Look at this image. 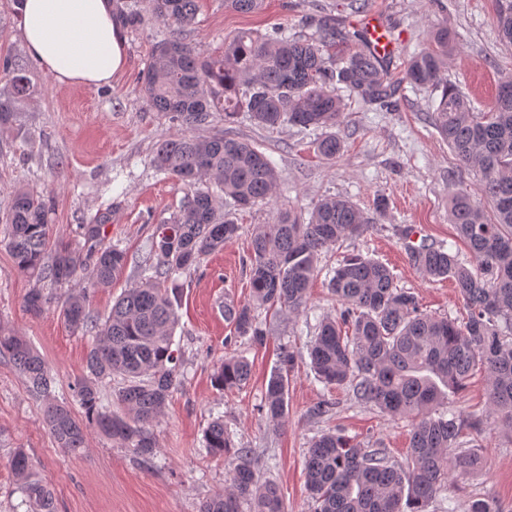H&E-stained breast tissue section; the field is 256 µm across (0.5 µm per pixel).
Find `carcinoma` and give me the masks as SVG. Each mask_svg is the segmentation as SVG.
I'll return each mask as SVG.
<instances>
[{"label": "carcinoma", "instance_id": "carcinoma-1", "mask_svg": "<svg viewBox=\"0 0 512 512\" xmlns=\"http://www.w3.org/2000/svg\"><path fill=\"white\" fill-rule=\"evenodd\" d=\"M265 0H224L231 10L252 14ZM151 10L179 28L194 23L198 0H149ZM496 23L502 42L512 46V0H498ZM351 35L326 18L306 37L288 26L265 34L241 32L224 40V53L201 57L186 42L171 38L156 46L143 73L141 91L158 112L189 126L210 122L213 113L229 120L248 112L260 126L290 125L324 129L317 154L333 161L342 151L334 129L343 123L345 104L332 86L340 84L360 101L387 102L395 85L386 60L370 48L348 51ZM448 28L432 31L426 46L408 60L401 82L414 89H441L433 123L456 159L480 175L481 199L456 192L448 217L468 247L472 264L443 245L407 246L413 266L429 280H448L463 301L462 322L423 310L417 296L396 286L391 270L361 253L343 257L328 286L343 309L326 316L309 349L310 365L322 383L350 385L356 396L390 417L409 423L407 465L336 432L313 439L307 451V487L313 512H425L448 490L454 474L478 470L483 455L478 440L463 441L466 421L441 409L447 392L465 385L475 367L489 386V416L512 434V79L499 85L492 107L477 112L456 86L443 82L448 65ZM0 76L10 95L0 96V127L14 119L15 102L30 92V80L15 59L0 58ZM153 162L158 170L190 188L178 213L167 222L173 235L158 232L153 242L160 264L154 275L126 289L103 320L88 307V288L61 305L64 323L93 333L96 343L85 359L86 375L74 384L83 412L53 397L55 378L30 342L0 330V357L25 378L30 393L44 405V422L58 447L69 454L85 448V430L97 427L108 438L148 461L157 447L151 426L171 393L181 385L180 356L172 349L178 325L179 277L196 270L204 256L224 249L239 226L223 212V199L247 209L272 199L278 174L256 146L222 135H176L162 141ZM369 220L351 201L323 197L304 220L291 210L271 224H258L251 236L250 299L227 307L224 316L240 336L263 344L265 332L255 311L275 308L297 314L306 306L308 288L323 250L361 235ZM82 247L50 243V208L45 199L17 189L5 222L6 245L17 272L34 280L25 308L41 314L50 303L47 283L62 286L89 271V288H104L119 276L127 254L99 244L100 225H80ZM295 354L285 346L279 367L268 380L262 410L282 425L288 418V373ZM118 375L115 392L131 415H112L103 389ZM251 367L230 355L213 379L220 390L240 389ZM230 447L224 419L205 430V449L222 457ZM17 477L24 512H56L55 497L24 449L9 461ZM198 512H283L278 486L260 481L252 449L240 448L227 486L200 503Z\"/></svg>", "mask_w": 512, "mask_h": 512}]
</instances>
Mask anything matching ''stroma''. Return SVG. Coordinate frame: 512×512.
Listing matches in <instances>:
<instances>
[{"label": "stroma", "instance_id": "obj_1", "mask_svg": "<svg viewBox=\"0 0 512 512\" xmlns=\"http://www.w3.org/2000/svg\"><path fill=\"white\" fill-rule=\"evenodd\" d=\"M114 4L141 17L138 24L123 28L125 69L110 84L79 89L53 81L28 55L15 5L0 0V55L21 60L31 83L13 122L0 129V216L13 190L26 188L50 200L53 238L78 243L80 225L97 223L102 244L125 249L123 273L111 287L90 295L89 309L102 319L124 289L155 262L156 230L179 210L188 193L187 186L154 167L152 158L161 141L182 133L208 136L219 131L249 141L275 163L280 186L276 200L233 211L238 237L222 252L204 257L199 270L184 278L173 337L184 380L152 427L157 449L149 462L93 428L80 454H64L43 421L42 402L30 395L14 366L0 358V512H14L20 500L9 466L17 448L28 453L50 485L57 512H197L203 499L224 489L239 448L252 449L260 479L279 486L285 512H311L305 455L316 435L337 429L387 449L402 463L408 430L403 421L355 399L351 387L326 388L309 366L308 346L317 322L338 308L327 277L336 264L335 250L322 252L320 271L299 314L259 310L266 331L260 345L236 333L224 306L229 301L242 304L250 295L253 226L273 222L281 208L305 214L323 196L349 198L371 222L361 236L344 244V252L385 263L397 286L414 293L424 310L458 319L464 310L454 288L445 280H425L410 265L406 247L452 242L460 259L469 260L468 248L457 241L448 221V192L457 187L479 196L480 178L460 167L431 122L440 91H416L404 84L385 109L346 98L339 129L343 150L335 160L325 161L316 153L315 132L309 130L263 128L245 112L230 121L219 115L212 125L190 127L154 111L141 92L145 62L159 41L175 33L208 56L223 51L225 38L243 30L263 33L283 23L296 30L312 28L320 16L330 15L354 33L371 15L390 33V70L397 78L428 34L447 27L454 51L445 76L485 112L499 82L512 78V47L500 41L494 22L496 0H266L254 14L227 10L224 0H200L195 24L181 32L158 18L148 0ZM380 197L386 202L381 211L375 208ZM399 226L411 228L409 241L398 239ZM30 286L15 271L0 239V326L26 336L57 380V399L72 400V387L84 373L94 338L65 325L60 315L65 289H54L42 314L28 313L24 298ZM283 345L294 350L295 365L289 374L288 420L277 427L260 406ZM228 354L242 356L252 366L251 380L242 389L222 391L214 385V371ZM325 397L336 403L332 413L310 418V407ZM448 407L468 419L486 418L483 374L475 373L462 391L449 394ZM217 415L223 416L232 440L220 458L204 452V431ZM479 441L486 467L455 476L447 495L457 512H468L477 499L512 512V434L487 429Z\"/></svg>", "mask_w": 512, "mask_h": 512}]
</instances>
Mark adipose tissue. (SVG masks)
Segmentation results:
<instances>
[{"label":"adipose tissue","instance_id":"ef3b65f1","mask_svg":"<svg viewBox=\"0 0 512 512\" xmlns=\"http://www.w3.org/2000/svg\"><path fill=\"white\" fill-rule=\"evenodd\" d=\"M28 54L58 83L110 84L126 64V41L113 0H23Z\"/></svg>","mask_w":512,"mask_h":512}]
</instances>
